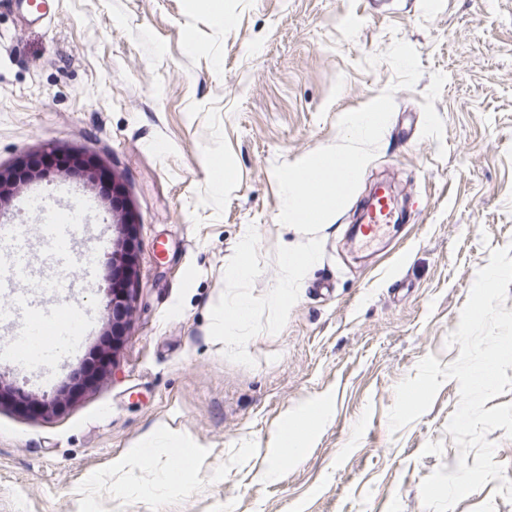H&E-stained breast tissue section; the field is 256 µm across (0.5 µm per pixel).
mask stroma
<instances>
[{"mask_svg":"<svg viewBox=\"0 0 512 512\" xmlns=\"http://www.w3.org/2000/svg\"><path fill=\"white\" fill-rule=\"evenodd\" d=\"M368 110L384 122L363 135ZM346 146L364 164L326 223H284L287 173ZM50 150L121 176L138 295L96 389L59 416L0 407V512H425L423 480L456 469L459 385L398 431L388 413L424 357H458L447 337L476 275L512 244V0H58L39 22L0 0V166ZM381 177L408 220L362 248L347 229ZM36 183L112 223L82 174ZM28 190L0 205V252L48 250L18 210ZM307 250L273 300L284 254ZM241 259L249 275L230 279ZM243 302L235 341L217 336ZM295 414L307 453L265 479ZM157 428L179 446L140 462ZM175 465L183 488L159 489ZM311 261L312 257L308 253L285 254L283 267L286 273V280L275 293L278 299H282L288 294V288H295L301 278L303 270L310 265Z\"/></svg>","mask_w":512,"mask_h":512,"instance_id":"obj_1","label":"stroma"}]
</instances>
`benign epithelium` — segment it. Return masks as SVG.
Returning a JSON list of instances; mask_svg holds the SVG:
<instances>
[{
	"instance_id": "obj_1",
	"label": "benign epithelium",
	"mask_w": 512,
	"mask_h": 512,
	"mask_svg": "<svg viewBox=\"0 0 512 512\" xmlns=\"http://www.w3.org/2000/svg\"><path fill=\"white\" fill-rule=\"evenodd\" d=\"M68 167L73 171H93L112 185V203L119 206L122 186L115 174L96 158L83 153L68 155ZM39 175L20 160L13 166L0 168V203L12 197L24 182ZM118 241L112 249V285L107 289V321L102 344L94 347L77 372L52 396L32 400L22 391L0 381V405L10 404L25 413L40 416L60 415L87 392L93 390L107 375L113 373L116 353L123 346L133 314L136 297V270L138 258V224L127 210L115 225Z\"/></svg>"
}]
</instances>
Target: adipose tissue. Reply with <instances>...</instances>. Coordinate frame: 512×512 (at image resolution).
<instances>
[{"instance_id":"obj_1","label":"adipose tissue","mask_w":512,"mask_h":512,"mask_svg":"<svg viewBox=\"0 0 512 512\" xmlns=\"http://www.w3.org/2000/svg\"><path fill=\"white\" fill-rule=\"evenodd\" d=\"M361 164L362 158L359 154L351 150H340L336 154L323 156L297 167L286 179L291 195L284 215L285 222L320 223L335 205L343 186ZM309 178L318 181L317 193L311 196L294 194L296 182Z\"/></svg>"}]
</instances>
